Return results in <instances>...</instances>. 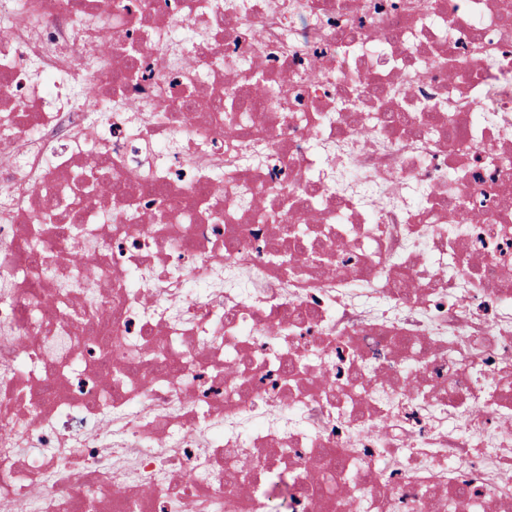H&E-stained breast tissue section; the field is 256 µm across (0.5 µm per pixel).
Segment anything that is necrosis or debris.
<instances>
[{
  "label": "necrosis or debris",
  "mask_w": 512,
  "mask_h": 512,
  "mask_svg": "<svg viewBox=\"0 0 512 512\" xmlns=\"http://www.w3.org/2000/svg\"><path fill=\"white\" fill-rule=\"evenodd\" d=\"M496 153L512 0H0V512H512Z\"/></svg>",
  "instance_id": "obj_1"
}]
</instances>
